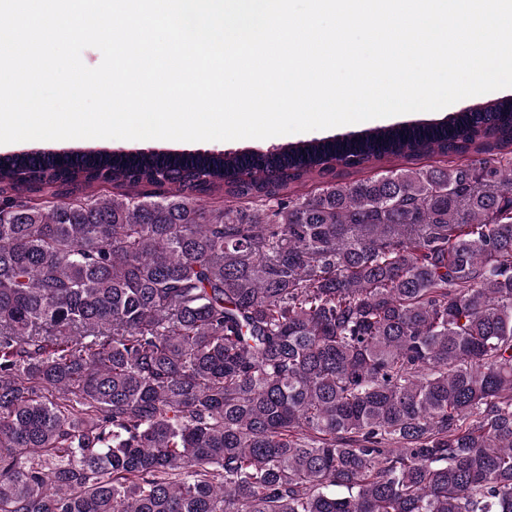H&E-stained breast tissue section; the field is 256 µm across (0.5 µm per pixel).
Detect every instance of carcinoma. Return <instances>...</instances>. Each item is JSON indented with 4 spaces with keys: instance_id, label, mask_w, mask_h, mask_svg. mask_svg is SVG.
Segmentation results:
<instances>
[{
    "instance_id": "obj_1",
    "label": "carcinoma",
    "mask_w": 512,
    "mask_h": 512,
    "mask_svg": "<svg viewBox=\"0 0 512 512\" xmlns=\"http://www.w3.org/2000/svg\"><path fill=\"white\" fill-rule=\"evenodd\" d=\"M0 512H512V98L1 155ZM512 97V88H505L490 93L462 99L440 111L414 112L391 116L387 118L373 119L356 124L343 125L326 130H315L304 133H295L274 136L266 139H243L234 141H204L183 142L168 140H115V139H75L59 141H23L10 144H0V154H10L22 150L38 151H87L95 149H107L110 151H172L194 152L197 150H263L273 146H282L290 143H298L311 139L333 138L358 134L366 129L390 126L397 124H409L418 122H435L452 116L457 112H467L479 104L490 100Z\"/></svg>"
}]
</instances>
